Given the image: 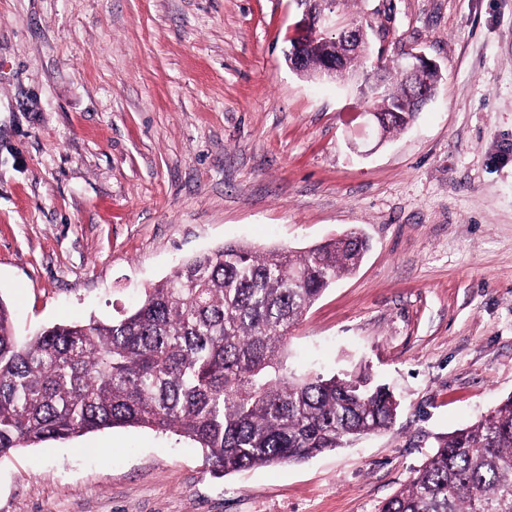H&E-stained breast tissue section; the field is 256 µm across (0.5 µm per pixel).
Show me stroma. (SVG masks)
<instances>
[{"label":"stroma","instance_id":"stroma-1","mask_svg":"<svg viewBox=\"0 0 512 512\" xmlns=\"http://www.w3.org/2000/svg\"><path fill=\"white\" fill-rule=\"evenodd\" d=\"M374 57L443 80L352 151L362 106L287 65L293 0H0V299L18 335L132 310L227 241H370L290 331L298 372L365 371L391 429L214 477L199 448L100 429L0 459V512H378L436 439L512 395V0H348Z\"/></svg>","mask_w":512,"mask_h":512}]
</instances>
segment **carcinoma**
Masks as SVG:
<instances>
[{"label":"carcinoma","instance_id":"carcinoma-1","mask_svg":"<svg viewBox=\"0 0 512 512\" xmlns=\"http://www.w3.org/2000/svg\"><path fill=\"white\" fill-rule=\"evenodd\" d=\"M350 74L375 71L368 19ZM301 74L327 79L322 39ZM361 94L407 129L426 102L396 68ZM369 248L351 229L301 252L226 243L187 260L110 323L55 324L22 339L0 300V458L114 427L187 438L220 476L299 462L390 428L396 397L369 375H299L288 334ZM379 512H512V397L437 441Z\"/></svg>","mask_w":512,"mask_h":512}]
</instances>
